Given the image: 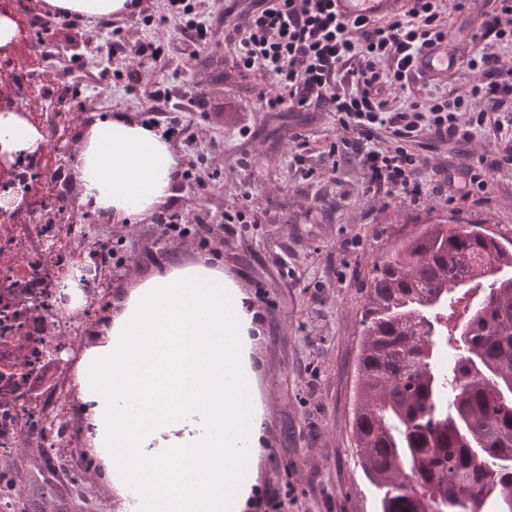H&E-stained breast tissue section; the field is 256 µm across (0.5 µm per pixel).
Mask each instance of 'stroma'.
Instances as JSON below:
<instances>
[{
  "mask_svg": "<svg viewBox=\"0 0 512 512\" xmlns=\"http://www.w3.org/2000/svg\"><path fill=\"white\" fill-rule=\"evenodd\" d=\"M455 4L442 0L441 18L468 51L489 7L486 0H469L461 11ZM240 6L228 16L224 0H194L210 37L193 61L180 50V23L171 16L169 0H140L139 9L127 14L52 28L33 52L45 54L51 72L75 91V119L60 138L53 135L57 97L46 94L41 71L29 65L30 54L0 61V73L40 130L41 153L64 173L48 201L67 211L80 206L72 154L90 122L104 115L139 122L150 106L166 114L182 111L193 140L170 141L183 176L161 214L202 218L203 238L165 234L160 214L130 226L90 217L73 248L86 254L102 242H123L125 264L105 269L98 290L106 305L163 263L200 255L237 283L253 315V390L263 410L260 451L251 462V493L242 512H377L375 490L362 474L352 439L368 274L396 240L452 216L512 237V168L495 164L493 127L468 143L428 135L410 145L424 161L417 179L463 162L480 164L486 170L484 193L467 201L432 194L417 203L367 193L358 159L331 165L329 149L344 134L335 113L260 109L257 98L269 81L258 68L238 71L225 39L226 30L241 23L248 0ZM114 39L129 52L151 43L164 53L133 86L122 66L106 59ZM477 81L462 66L435 81L411 78L408 92L452 99ZM192 91L203 95L204 109L190 105ZM243 201L258 221L229 230L224 214ZM53 378L64 388L57 403L68 432L58 437L53 455L28 438L0 454V497L12 496L11 512H124V499L87 444L74 371ZM78 458L84 461L79 469L71 465Z\"/></svg>",
  "mask_w": 512,
  "mask_h": 512,
  "instance_id": "stroma-1",
  "label": "stroma"
}]
</instances>
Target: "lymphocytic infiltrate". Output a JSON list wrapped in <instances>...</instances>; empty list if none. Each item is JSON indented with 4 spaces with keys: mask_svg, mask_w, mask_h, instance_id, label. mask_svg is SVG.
Listing matches in <instances>:
<instances>
[{
    "mask_svg": "<svg viewBox=\"0 0 512 512\" xmlns=\"http://www.w3.org/2000/svg\"><path fill=\"white\" fill-rule=\"evenodd\" d=\"M404 15L380 23L337 16L333 0H252L243 21L228 35L237 64L260 68L270 77L258 96L263 109L299 111L311 105L335 112L345 134L331 146V156L361 157L374 194L415 201L425 194L414 178L422 158L407 145L429 135L439 140L468 141L493 124L506 147L499 156L512 165V68L505 67L491 42H512V28L503 16L512 14V0H497L493 14L472 41L475 54L467 65L480 75L469 94L455 98L408 97L399 112L389 109V94H405L406 79L425 50L447 47L457 53L440 20L439 0H408ZM346 91H337V83ZM389 139L381 147V139ZM483 168L463 164L432 174L433 191L469 199L485 191Z\"/></svg>",
    "mask_w": 512,
    "mask_h": 512,
    "instance_id": "f902f5d3",
    "label": "lymphocytic infiltrate"
}]
</instances>
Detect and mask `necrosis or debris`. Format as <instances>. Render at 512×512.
<instances>
[{
	"mask_svg": "<svg viewBox=\"0 0 512 512\" xmlns=\"http://www.w3.org/2000/svg\"><path fill=\"white\" fill-rule=\"evenodd\" d=\"M31 219L0 225V453L38 431L44 405L36 384L50 366L60 337L76 335L83 317L57 310L56 284L70 265L78 224L47 215L39 196L28 199Z\"/></svg>",
	"mask_w": 512,
	"mask_h": 512,
	"instance_id": "4bbe7bcc",
	"label": "necrosis or debris"
}]
</instances>
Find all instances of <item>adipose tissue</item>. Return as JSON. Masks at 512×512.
I'll use <instances>...</instances> for the list:
<instances>
[{
    "label": "adipose tissue",
    "instance_id": "adipose-tissue-1",
    "mask_svg": "<svg viewBox=\"0 0 512 512\" xmlns=\"http://www.w3.org/2000/svg\"><path fill=\"white\" fill-rule=\"evenodd\" d=\"M39 129L0 113V147L35 151ZM80 201L145 219L173 196L178 162L150 126L102 116L73 157ZM251 315L209 257L139 280L81 347L75 373L87 438L130 512H240L257 451Z\"/></svg>",
    "mask_w": 512,
    "mask_h": 512
}]
</instances>
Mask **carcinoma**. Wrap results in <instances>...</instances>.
I'll return each mask as SVG.
<instances>
[{
  "instance_id": "1",
  "label": "carcinoma",
  "mask_w": 512,
  "mask_h": 512,
  "mask_svg": "<svg viewBox=\"0 0 512 512\" xmlns=\"http://www.w3.org/2000/svg\"><path fill=\"white\" fill-rule=\"evenodd\" d=\"M361 324L352 430L380 512H512V239L427 225L374 263Z\"/></svg>"
}]
</instances>
